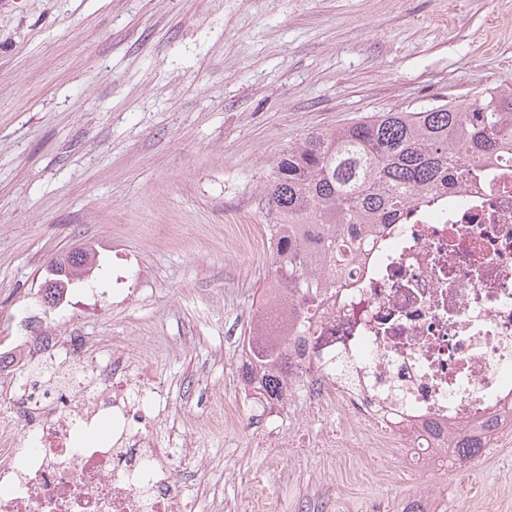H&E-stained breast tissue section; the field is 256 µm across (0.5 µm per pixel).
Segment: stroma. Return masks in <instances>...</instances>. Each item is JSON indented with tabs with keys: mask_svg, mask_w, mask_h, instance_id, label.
Returning a JSON list of instances; mask_svg holds the SVG:
<instances>
[{
	"mask_svg": "<svg viewBox=\"0 0 512 512\" xmlns=\"http://www.w3.org/2000/svg\"><path fill=\"white\" fill-rule=\"evenodd\" d=\"M512 86V0H0V343L36 329L107 361L150 348L166 425L197 440L199 512H512V442L482 468L413 471L358 434L277 447L304 402L247 400L240 354L271 276L267 187L313 131ZM101 268L47 306L49 260ZM124 278L121 302L94 297ZM237 404L240 425L197 420ZM57 260H62V263L69 270L71 277L77 279L76 284H73L74 286L83 283V281H80L81 276L85 273H90L95 267H98L100 261L97 252L92 248L73 250Z\"/></svg>",
	"mask_w": 512,
	"mask_h": 512,
	"instance_id": "1",
	"label": "stroma"
}]
</instances>
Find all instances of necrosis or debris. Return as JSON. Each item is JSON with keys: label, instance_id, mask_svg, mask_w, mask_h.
<instances>
[{"label": "necrosis or debris", "instance_id": "1", "mask_svg": "<svg viewBox=\"0 0 512 512\" xmlns=\"http://www.w3.org/2000/svg\"><path fill=\"white\" fill-rule=\"evenodd\" d=\"M358 234L316 326L287 339L288 395L308 408L300 425L334 419L426 468L466 439L496 446L512 433V150ZM11 346L58 370L44 385L25 364L0 368L14 392L0 407V512H198L194 487L171 467L195 442L158 440L169 394L143 357L103 366L80 341L63 348L53 336ZM19 410L28 446L12 428ZM102 419L111 438L87 439Z\"/></svg>", "mask_w": 512, "mask_h": 512}]
</instances>
